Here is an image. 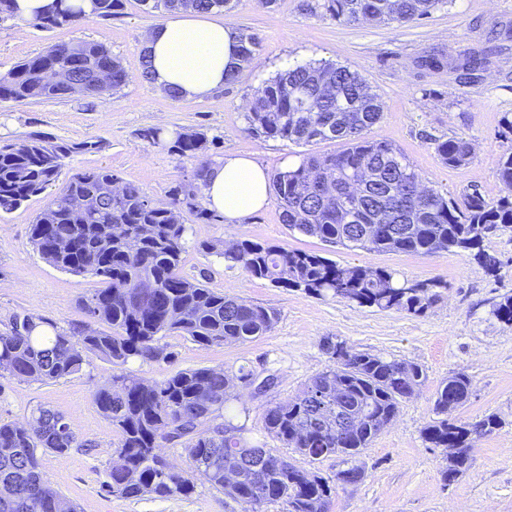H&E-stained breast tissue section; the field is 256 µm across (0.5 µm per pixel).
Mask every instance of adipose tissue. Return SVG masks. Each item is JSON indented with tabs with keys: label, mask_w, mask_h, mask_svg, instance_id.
Segmentation results:
<instances>
[{
	"label": "adipose tissue",
	"mask_w": 512,
	"mask_h": 512,
	"mask_svg": "<svg viewBox=\"0 0 512 512\" xmlns=\"http://www.w3.org/2000/svg\"><path fill=\"white\" fill-rule=\"evenodd\" d=\"M144 49L153 85L161 91L177 89L186 100L213 95L223 88L225 73L239 65L235 31L208 12L176 13L149 32ZM270 193L268 173L260 164L230 154L211 166L203 201L225 223L239 224L266 206Z\"/></svg>",
	"instance_id": "obj_1"
}]
</instances>
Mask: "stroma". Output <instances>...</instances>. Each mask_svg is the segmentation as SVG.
<instances>
[{"label":"stroma","instance_id":"stroma-1","mask_svg":"<svg viewBox=\"0 0 512 512\" xmlns=\"http://www.w3.org/2000/svg\"><path fill=\"white\" fill-rule=\"evenodd\" d=\"M217 17L226 27L259 35V63L243 67L234 82L211 97L183 100L142 78L145 39L168 15L146 10L140 0H124L112 19L91 17L49 31L0 15V74L48 45L88 42L107 46L129 75L120 89L93 96L0 103V142L34 132L54 142H100L98 151L67 158L60 181L105 166L161 200L173 187L192 180L196 162L149 145L142 132L150 128L168 134L204 133L211 142L212 161L229 154L250 155L272 173L298 164L300 148L247 135L243 106L277 73L322 60L348 66L381 97L384 111L373 136L400 150L430 187L455 196L475 190L489 201L503 195L497 177L503 145L499 120L503 113H512V37L501 40L492 64L469 79L422 69L416 60L432 49L448 54L482 51L493 24L512 26V0H449L429 18L404 24L339 23L323 15L318 0H277L271 8L259 0H236ZM454 133L472 140L474 155L468 164L451 169L441 163L431 141ZM48 201L47 195L34 196L19 209L0 214V319L28 313L67 331L90 324L79 301L98 283L49 265L32 247L31 225ZM183 218L188 226L183 274L214 291L274 308L278 322L266 335L239 345L202 346L184 336H168L163 343L170 360L135 358L126 364L127 372L156 381L197 367H221L234 375L244 366L273 375V386L260 395L236 386L224 421L307 470L314 465L269 434L264 415L270 405L296 398L327 368L324 341L338 339L360 351L414 362L424 369L425 383L402 404L397 421L364 450L362 480L338 490L328 512H512V324L492 314L501 297L512 294V228L484 242L485 250L501 262L494 277L463 253H370L300 235L282 224L273 200L241 224H207L189 212ZM240 238L312 250L343 266L383 268L401 281L439 280L444 287L440 299L420 316L360 308L252 278L198 249L204 241ZM110 369L92 356L80 372L54 383L0 382V421H23L37 407H47L65 416L81 442L66 456L44 455V479L79 512H245V504L201 481L191 494L166 499L127 500L104 490L117 434L96 408L93 393ZM454 371L465 372L472 381L470 398L458 417L493 413L502 424L475 439L470 469L447 484L440 474L443 452L428 447L422 429L432 417V394ZM314 467L332 480L341 463L329 457Z\"/></svg>","mask_w":512,"mask_h":512}]
</instances>
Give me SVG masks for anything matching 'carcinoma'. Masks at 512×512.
Here are the masks:
<instances>
[{"label": "carcinoma", "mask_w": 512, "mask_h": 512, "mask_svg": "<svg viewBox=\"0 0 512 512\" xmlns=\"http://www.w3.org/2000/svg\"><path fill=\"white\" fill-rule=\"evenodd\" d=\"M140 2L151 11H219L233 0ZM445 3L321 0L318 8L346 24H403L425 18ZM60 4L30 25L50 30L87 18L66 0ZM122 7L123 0H94V14L103 19ZM238 40L244 67L256 57L260 39L244 30ZM127 79L101 43L53 44L0 75V102L27 104L101 93ZM382 112L383 102L364 78L330 62L294 65L246 102L244 131L250 135L297 145L343 144L338 152L307 153L298 165L275 172L281 222L305 236L367 252H467L496 273L499 262L483 243L495 231L512 227V114L506 112L500 120L507 146L498 158L497 175L506 192L490 202L476 191L455 199L427 186L392 144L369 137ZM141 136L152 146L196 160V185L174 189L168 201L154 200L99 167L71 175L51 193L31 225V242L51 266L104 284L80 301L98 327L67 333L42 317L10 315L0 332V380L59 381L81 371L91 355L111 365L93 402L118 434L104 482L114 496H186L199 478L249 505L251 512L268 503L281 504L283 512H327L333 493L361 480L360 455L397 420L402 403L424 383L425 373L409 361L328 341L324 348L332 364L296 399L267 408V431L287 447L312 463L342 458L346 468L336 472L332 485L217 422L234 380L251 385L258 379L255 372L243 371L234 379L222 367H200L162 381L125 372L123 366L132 358L170 359L160 344L165 336L176 333L205 346L244 344L271 332L278 321L275 311L215 292L181 271L187 234L182 208L209 223L223 221L199 202L213 165L205 135L187 132L166 139L162 129L151 128ZM432 145L449 168L472 159V142L463 134L434 138ZM98 149L97 141L51 143L38 134L0 144V214L52 189L65 158ZM199 249L277 286L416 316L426 313L438 297L435 289L442 287L437 281L400 284L382 268L341 266L314 252L250 239L206 241ZM492 314L512 323V296L503 297ZM39 327L50 334L34 335ZM470 391L466 374L448 375L433 395L434 417L422 429L430 447L453 449L441 470L446 483L470 467L474 438L501 425L495 414L471 421L453 416L468 402ZM174 441L184 445L185 470L155 453ZM82 447L65 416L49 408H36L22 423L0 421V512H77L44 480L40 460L48 452L63 456ZM227 467L238 473L230 485L224 483Z\"/></svg>", "instance_id": "obj_1"}]
</instances>
